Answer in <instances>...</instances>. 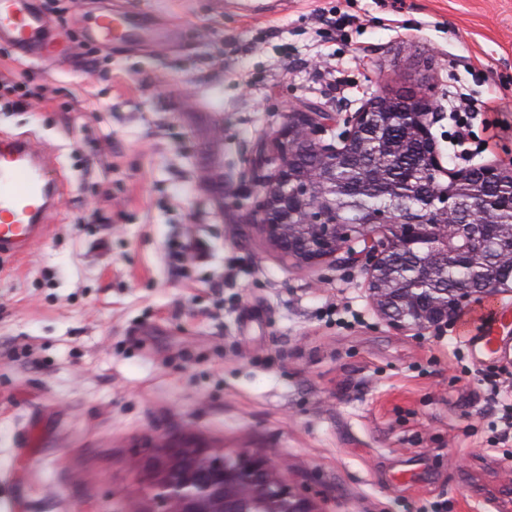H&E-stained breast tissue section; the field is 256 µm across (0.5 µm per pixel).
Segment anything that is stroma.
Masks as SVG:
<instances>
[{
  "label": "stroma",
  "mask_w": 512,
  "mask_h": 512,
  "mask_svg": "<svg viewBox=\"0 0 512 512\" xmlns=\"http://www.w3.org/2000/svg\"><path fill=\"white\" fill-rule=\"evenodd\" d=\"M114 2L174 44L89 38L94 0L50 16L76 55L0 43L40 99L0 134L58 185L46 238L0 252V512H141L133 454L171 433L287 460L318 512H512V324L490 361L460 332L477 299L443 333L392 330L362 267L284 258L251 213L259 144L312 105L340 117L329 143L372 98L425 97L445 168L512 167V0ZM461 93L492 106L477 156L448 136Z\"/></svg>",
  "instance_id": "35a3bbf8"
}]
</instances>
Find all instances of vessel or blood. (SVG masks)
<instances>
[{"instance_id": "1", "label": "vessel or blood", "mask_w": 512, "mask_h": 512, "mask_svg": "<svg viewBox=\"0 0 512 512\" xmlns=\"http://www.w3.org/2000/svg\"><path fill=\"white\" fill-rule=\"evenodd\" d=\"M91 34L105 42L145 37L153 43L166 44L172 38L171 29L140 31L114 13L97 16ZM0 40L12 43L31 57L50 53L55 46L51 24L35 0H0ZM56 196V187L38 147L25 137L0 140V252L28 254L44 236ZM485 315L488 325L470 342L491 358L497 352V328L505 323L506 317L491 303L487 304Z\"/></svg>"}]
</instances>
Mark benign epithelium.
Instances as JSON below:
<instances>
[{"label": "benign epithelium", "instance_id": "7a95c632", "mask_svg": "<svg viewBox=\"0 0 512 512\" xmlns=\"http://www.w3.org/2000/svg\"><path fill=\"white\" fill-rule=\"evenodd\" d=\"M382 98L369 101L347 120L340 135L342 147L326 144L321 135L336 125V114L320 108L290 112L252 160L256 176V224L266 241L285 258L312 264L329 261L362 265L368 290L382 318L396 331L441 333L469 305V288L453 292L416 288L402 279L391 261L392 252H418L416 272L420 282H436L442 270L457 261L475 257L484 239L497 237L512 245V225L499 224L501 204L488 199L481 205L480 220L458 224L452 219V192L436 187L419 193L413 186L391 189L392 198L413 195L416 205L373 212L354 226L343 223L341 212L356 208L359 200L336 180V165L346 147L361 142L373 129ZM399 125L405 139L381 140V154L402 150L410 139L422 145L428 169L448 176L451 186L478 178L492 184L512 179V169L496 165L457 170L441 162L432 127L438 120L425 101L406 99L396 112L386 113ZM314 153L321 165L315 170L298 166V156ZM284 464L270 456L248 452L227 454L222 448L182 444L153 448L138 460L140 485L150 495L148 512H247L254 500L266 512H316L314 501L295 492L280 473Z\"/></svg>", "mask_w": 512, "mask_h": 512}]
</instances>
